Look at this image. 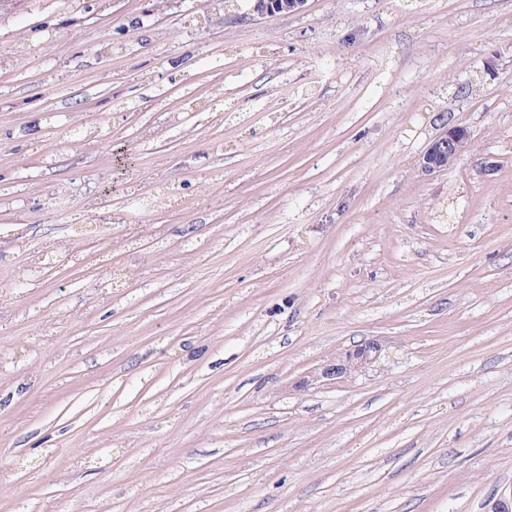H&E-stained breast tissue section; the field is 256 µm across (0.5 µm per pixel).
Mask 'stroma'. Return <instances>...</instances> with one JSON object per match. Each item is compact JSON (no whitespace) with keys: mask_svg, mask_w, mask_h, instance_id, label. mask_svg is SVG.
Instances as JSON below:
<instances>
[{"mask_svg":"<svg viewBox=\"0 0 512 512\" xmlns=\"http://www.w3.org/2000/svg\"><path fill=\"white\" fill-rule=\"evenodd\" d=\"M71 2L0 0V512L512 498V0ZM252 12L260 17L302 11L307 0H252ZM471 142V133L459 125L448 126L427 149L421 160L425 172L448 167L458 154ZM382 347L378 341H368L354 350L345 352L343 356L336 360V363L325 367L322 375L338 378L365 371L378 362L383 350Z\"/></svg>","mask_w":512,"mask_h":512,"instance_id":"35a3bbf8","label":"stroma"}]
</instances>
